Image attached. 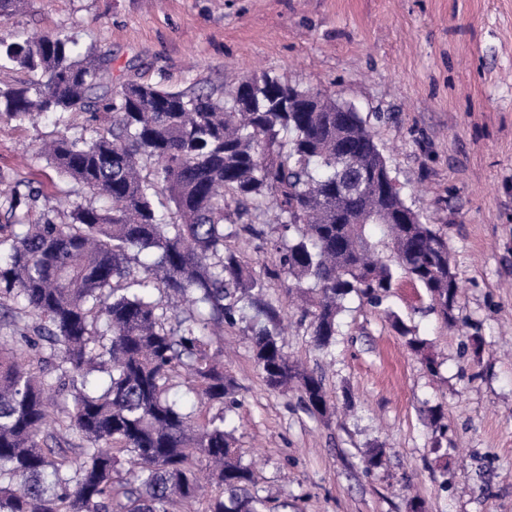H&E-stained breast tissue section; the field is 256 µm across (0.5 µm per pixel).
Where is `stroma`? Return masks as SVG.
<instances>
[{"label": "stroma", "instance_id": "35a3bbf8", "mask_svg": "<svg viewBox=\"0 0 512 512\" xmlns=\"http://www.w3.org/2000/svg\"><path fill=\"white\" fill-rule=\"evenodd\" d=\"M75 34L112 57L115 82L225 91L263 71L353 105L424 223L445 234L461 285L457 325L428 313L422 289L397 282L384 308L350 298L330 353L315 350L288 278V354L322 373L330 419L269 390L244 324L225 328L224 368L237 387L236 446L260 488L294 512H512V0H32L0 36ZM54 116L0 120V172L41 183L66 211L71 183L28 151L53 138ZM428 340L430 373L391 326ZM448 432L435 437L427 409ZM386 466L366 475L364 455Z\"/></svg>", "mask_w": 512, "mask_h": 512}]
</instances>
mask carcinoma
I'll use <instances>...</instances> for the list:
<instances>
[{
	"label": "carcinoma",
	"instance_id": "1",
	"mask_svg": "<svg viewBox=\"0 0 512 512\" xmlns=\"http://www.w3.org/2000/svg\"><path fill=\"white\" fill-rule=\"evenodd\" d=\"M6 65L28 78L0 85V118L85 116L82 133L32 156L109 206L77 202L57 222L40 189L0 178V327L17 310L38 320L11 347L0 339V512H179L196 501L203 512H288V499L260 495L226 429L238 400L215 347L224 326L254 320L247 339L269 389L296 387L320 417L330 403L323 377L284 350L264 277L227 239L275 249L326 353L344 302L380 307L401 278L453 325L460 286L445 234L413 223L359 113L334 111L318 90L267 73L220 94L117 87L104 81L110 55L61 30L0 38ZM290 90L314 95L317 111H288ZM350 157L370 175L348 186L338 172ZM270 203L268 240L254 223ZM173 299L188 308L169 313ZM392 327L438 373L429 342L396 315ZM179 379L193 399L173 393ZM197 400L218 411L195 412ZM128 460L136 469L124 474Z\"/></svg>",
	"mask_w": 512,
	"mask_h": 512
}]
</instances>
